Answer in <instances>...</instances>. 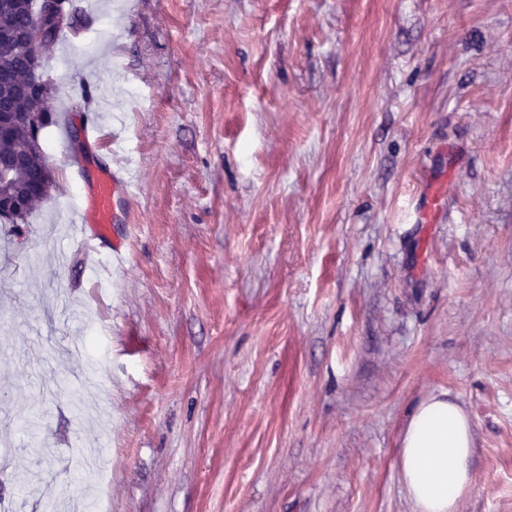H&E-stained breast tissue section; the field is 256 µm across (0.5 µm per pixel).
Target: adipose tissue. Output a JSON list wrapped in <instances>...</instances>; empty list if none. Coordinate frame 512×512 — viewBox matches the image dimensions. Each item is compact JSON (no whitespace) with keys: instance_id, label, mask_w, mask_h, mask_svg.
Here are the masks:
<instances>
[{"instance_id":"1","label":"adipose tissue","mask_w":512,"mask_h":512,"mask_svg":"<svg viewBox=\"0 0 512 512\" xmlns=\"http://www.w3.org/2000/svg\"><path fill=\"white\" fill-rule=\"evenodd\" d=\"M471 421L447 393L420 400L401 437L400 475L415 512H457L472 484Z\"/></svg>"}]
</instances>
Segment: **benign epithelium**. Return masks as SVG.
<instances>
[{
  "instance_id": "7a95c632",
  "label": "benign epithelium",
  "mask_w": 512,
  "mask_h": 512,
  "mask_svg": "<svg viewBox=\"0 0 512 512\" xmlns=\"http://www.w3.org/2000/svg\"><path fill=\"white\" fill-rule=\"evenodd\" d=\"M71 17V10L67 0H39V9L35 22L24 32L0 31V40L14 42L18 50L28 54L29 77L27 90L37 88L36 76L45 65L43 48L49 43L50 34L54 24L66 21ZM48 115L44 112H1L0 113V139L9 135L20 125L26 133L28 140L34 145H40V132L47 121ZM26 204L20 198L10 193H0V216L3 218H19Z\"/></svg>"
}]
</instances>
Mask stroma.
Here are the masks:
<instances>
[{
  "mask_svg": "<svg viewBox=\"0 0 512 512\" xmlns=\"http://www.w3.org/2000/svg\"><path fill=\"white\" fill-rule=\"evenodd\" d=\"M73 5L50 197L0 222V498L414 512L402 430L444 391L458 512H512V0ZM77 165L127 171L120 257L75 239Z\"/></svg>",
  "mask_w": 512,
  "mask_h": 512,
  "instance_id": "stroma-1",
  "label": "stroma"
}]
</instances>
